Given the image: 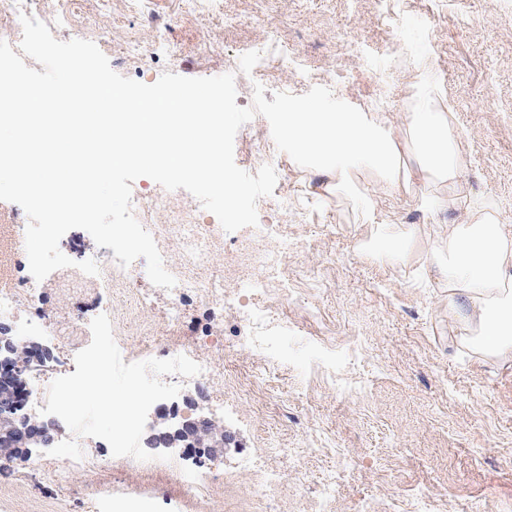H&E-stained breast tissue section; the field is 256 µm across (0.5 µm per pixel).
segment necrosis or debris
Listing matches in <instances>:
<instances>
[{
    "label": "necrosis or debris",
    "mask_w": 512,
    "mask_h": 512,
    "mask_svg": "<svg viewBox=\"0 0 512 512\" xmlns=\"http://www.w3.org/2000/svg\"><path fill=\"white\" fill-rule=\"evenodd\" d=\"M244 75L257 74L271 65L296 67L297 62L288 53L286 46L274 36L251 45L247 53ZM135 210L144 214L162 212L166 223L148 225L159 251H166L169 240H177L182 249L180 263L169 265V272L176 284L170 289L168 307L163 323L167 343L159 349L144 348L141 359L154 357L171 358L183 354L197 362L202 372L187 379L177 377V384L187 389H196L201 381L218 377L216 364L204 357L198 349L197 337L187 335L185 328L195 308L204 305H238L239 293L224 290L225 278L241 282L249 290L248 316L254 326L252 335L239 337L240 347L263 353L269 362L278 359L277 348L271 342V335L287 333L288 322L265 304L263 297L271 286V272L275 265L283 263L288 253L284 250L258 248L257 243L264 236L263 227L244 228L238 245L231 251H224V231L215 216L193 208L177 207L171 204L157 189L133 195ZM224 253V271L219 275H204V268L210 267L216 251ZM10 258L14 273V286L0 292V326L11 327L18 343H26L29 336L41 334L49 337L58 347L57 364L67 366L74 349L86 347L90 338L92 317L111 314V305L89 304L86 295L89 289L111 293L115 288L132 290L135 302L143 297L136 287L144 276L142 260H135L129 266H120L114 257L100 261V273L88 276L75 268H64L57 274L59 294L66 300L65 306L44 299L39 284L32 277L25 251V228L17 226L15 240L11 246Z\"/></svg>",
    "instance_id": "4bbe7bcc"
}]
</instances>
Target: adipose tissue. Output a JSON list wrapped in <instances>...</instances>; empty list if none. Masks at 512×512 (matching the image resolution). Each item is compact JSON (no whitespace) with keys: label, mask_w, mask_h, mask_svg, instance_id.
Wrapping results in <instances>:
<instances>
[{"label":"adipose tissue","mask_w":512,"mask_h":512,"mask_svg":"<svg viewBox=\"0 0 512 512\" xmlns=\"http://www.w3.org/2000/svg\"><path fill=\"white\" fill-rule=\"evenodd\" d=\"M451 114L438 89L429 90L420 106L407 113L411 141H404L380 116L364 112H327L299 104L282 113L288 153L307 172L319 175L323 191H337L367 166L391 194L410 192L413 179L447 183L465 162L467 144L450 125ZM413 155L415 165L404 162ZM448 283L450 303L465 300L477 329L473 342L485 352L512 351V228L498 213L465 207L452 225L446 245L431 249Z\"/></svg>","instance_id":"adipose-tissue-1"}]
</instances>
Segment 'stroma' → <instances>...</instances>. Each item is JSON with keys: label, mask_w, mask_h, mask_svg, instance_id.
Returning a JSON list of instances; mask_svg holds the SVG:
<instances>
[{"label": "stroma", "mask_w": 512, "mask_h": 512, "mask_svg": "<svg viewBox=\"0 0 512 512\" xmlns=\"http://www.w3.org/2000/svg\"><path fill=\"white\" fill-rule=\"evenodd\" d=\"M49 20L66 19L56 39H88L119 74L137 80L164 72L187 77L235 73L241 107L253 86L265 99L301 95L328 85L334 96L400 126L417 107L410 83L437 87L457 133L469 144L458 179L473 201L498 211L512 226V0H213L209 10L184 0H151L149 13L173 17V57L157 55L152 32L132 0H35ZM306 73L273 66L241 79L252 43L269 24ZM141 46L124 53L127 40ZM405 65L383 86L372 67L390 56ZM336 78L323 82L327 69ZM286 176L271 196L258 199L270 227L264 247L293 243L284 288L270 306L288 319V360L263 374V355L234 350L239 327L214 313L224 347L210 356L222 379L203 385L224 398L220 417L234 447L210 455L208 502L200 504L168 473L130 468L114 457L89 475L46 449L14 460L0 472V512H105L108 502L144 504L145 512H309L321 484L335 474L330 512H512V355L482 352L472 343L471 320L448 313V284L425 247L458 222L454 189L417 183L416 195L444 194L437 217L414 198L371 195L373 171L361 169L340 193H323L288 155L274 151ZM287 208H278L280 199ZM374 201L382 225L367 223ZM413 232L408 258L389 259L374 249L384 233ZM146 309H112L121 354L153 343L143 322L159 321L164 289L143 281ZM335 361L347 396L314 372ZM285 456L269 455V448ZM265 465L276 486L249 500L251 469ZM112 485L111 500L98 495Z\"/></svg>", "instance_id": "obj_1"}]
</instances>
